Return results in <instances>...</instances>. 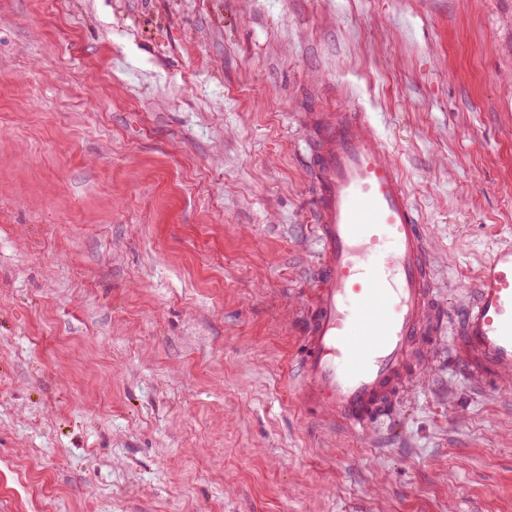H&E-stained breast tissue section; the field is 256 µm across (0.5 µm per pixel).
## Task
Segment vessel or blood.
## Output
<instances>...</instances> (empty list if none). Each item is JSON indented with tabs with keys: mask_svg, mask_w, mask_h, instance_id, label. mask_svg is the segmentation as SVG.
Segmentation results:
<instances>
[{
	"mask_svg": "<svg viewBox=\"0 0 512 512\" xmlns=\"http://www.w3.org/2000/svg\"><path fill=\"white\" fill-rule=\"evenodd\" d=\"M320 262L297 362L301 402L346 427L394 418L411 349L443 333L428 238L400 166L359 112H319L307 131ZM467 376L512 387V243L483 266L453 340Z\"/></svg>",
	"mask_w": 512,
	"mask_h": 512,
	"instance_id": "vessel-or-blood-1",
	"label": "vessel or blood"
}]
</instances>
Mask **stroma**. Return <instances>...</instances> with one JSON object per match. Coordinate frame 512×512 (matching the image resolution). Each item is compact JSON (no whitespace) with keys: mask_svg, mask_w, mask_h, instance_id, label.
<instances>
[{"mask_svg":"<svg viewBox=\"0 0 512 512\" xmlns=\"http://www.w3.org/2000/svg\"><path fill=\"white\" fill-rule=\"evenodd\" d=\"M313 112L378 128L455 312L512 242V0H0V512H512L449 337L376 437L291 386Z\"/></svg>","mask_w":512,"mask_h":512,"instance_id":"stroma-1","label":"stroma"}]
</instances>
